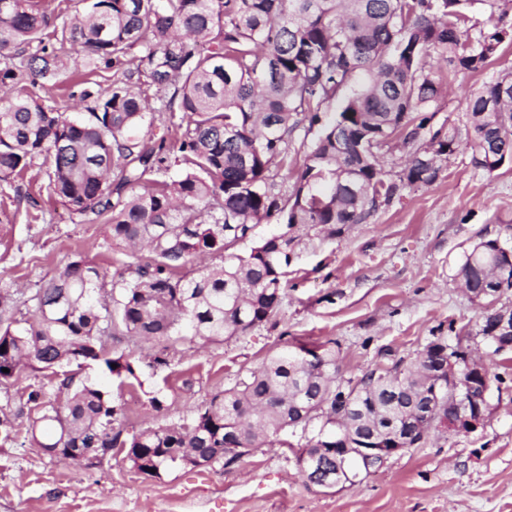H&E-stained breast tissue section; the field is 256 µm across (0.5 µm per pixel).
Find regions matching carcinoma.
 Listing matches in <instances>:
<instances>
[{
	"mask_svg": "<svg viewBox=\"0 0 512 512\" xmlns=\"http://www.w3.org/2000/svg\"><path fill=\"white\" fill-rule=\"evenodd\" d=\"M0 181L21 176L34 160L50 162L53 194L72 211L110 225L112 250L150 260L127 264L129 277L82 258L69 262L34 297L19 323L9 289L0 290V379L44 368L39 357L96 362L118 378L136 377L137 361L106 352V342L130 336L161 345L151 367L179 340L215 342L269 321L284 297L298 225L361 224L390 203L402 186L429 185L440 167L424 161L452 156L460 131L418 138L443 91L429 62L435 53L453 69H484L512 41V0H76L58 12L43 0H0ZM476 9L498 14L492 28L469 34ZM112 71V86L83 80L68 97L82 115L70 117L35 92L78 68ZM356 88L342 97L354 79ZM161 94L154 109L142 85ZM340 100L336 115L328 107ZM161 115L175 139L136 134ZM304 116L320 126L305 152L288 198L274 190L273 169L288 163ZM466 116L472 130L471 163L492 172L512 161V72L471 93ZM410 149L397 179L387 178L383 150ZM179 171L157 178L168 158ZM281 232L246 255L231 252L258 224ZM207 252L224 264L197 277L177 271ZM472 293L494 285L512 290V261L496 240L464 251L457 269ZM430 341L407 364L374 369L357 379L339 377L336 350L321 349L305 363L288 345L263 367L197 407L189 422L121 439L120 406L73 375L56 389L28 392L39 412L28 427L45 451L99 460L112 449L150 474L194 450L207 462L229 466L254 448L272 446L297 422L320 434L336 432L340 418L357 438L382 441L395 428L408 446L431 427L430 407L441 352ZM450 349V348H448ZM461 345L450 355L465 356ZM8 372H3V369Z\"/></svg>",
	"mask_w": 512,
	"mask_h": 512,
	"instance_id": "1",
	"label": "carcinoma"
}]
</instances>
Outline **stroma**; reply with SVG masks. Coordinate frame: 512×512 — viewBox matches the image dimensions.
Wrapping results in <instances>:
<instances>
[{
  "instance_id": "obj_1",
  "label": "stroma",
  "mask_w": 512,
  "mask_h": 512,
  "mask_svg": "<svg viewBox=\"0 0 512 512\" xmlns=\"http://www.w3.org/2000/svg\"><path fill=\"white\" fill-rule=\"evenodd\" d=\"M449 83L429 124H465V98L501 71L512 70V42L478 72L453 71L433 57ZM471 139L443 162L429 185L400 188L390 204L362 224L329 235L302 226L286 295L275 316L227 341L177 343L165 366L149 361L152 343L126 338L113 352L138 359L137 378L120 380L98 364L70 365L77 379L102 385L121 404L124 438L189 420L193 410L259 369L283 345L334 343L343 378L383 364V351L412 359L436 337L484 356L477 336L483 301L459 287L456 268L479 239L512 247V163L494 172L471 163ZM49 164L36 160L23 177L0 182V289L13 290L25 316L39 288L75 259L121 272L112 260L110 230L94 216L70 211L48 188ZM503 381L476 433L433 430L420 445L393 456L355 485L325 491L301 475V429L280 433L279 445L256 448L226 466L176 463L148 476L124 452L92 466L46 455L24 438L30 424L20 396L43 376L26 371L0 383V405L13 415L14 435L0 428V512H512V361L495 358ZM162 402L153 408L151 398Z\"/></svg>"
}]
</instances>
